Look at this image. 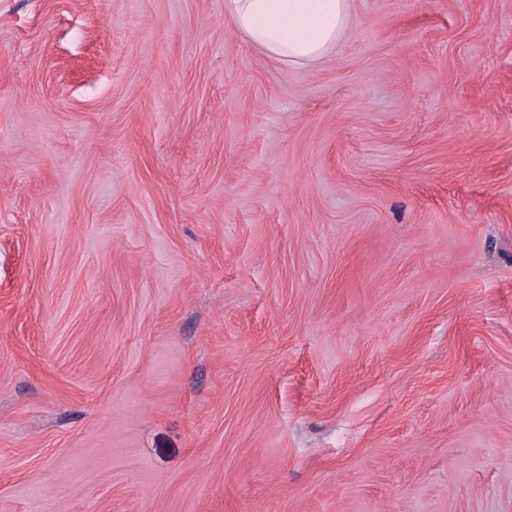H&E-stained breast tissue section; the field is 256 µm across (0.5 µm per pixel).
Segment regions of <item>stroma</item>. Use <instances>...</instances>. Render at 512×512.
Returning <instances> with one entry per match:
<instances>
[{"instance_id": "1", "label": "stroma", "mask_w": 512, "mask_h": 512, "mask_svg": "<svg viewBox=\"0 0 512 512\" xmlns=\"http://www.w3.org/2000/svg\"><path fill=\"white\" fill-rule=\"evenodd\" d=\"M0 512H512V0H0ZM355 0H224L234 29L285 67L322 62L352 28Z\"/></svg>"}]
</instances>
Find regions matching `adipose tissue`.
Here are the masks:
<instances>
[{
    "mask_svg": "<svg viewBox=\"0 0 512 512\" xmlns=\"http://www.w3.org/2000/svg\"><path fill=\"white\" fill-rule=\"evenodd\" d=\"M234 29L286 67L322 62L352 28L354 0H224Z\"/></svg>",
    "mask_w": 512,
    "mask_h": 512,
    "instance_id": "1",
    "label": "adipose tissue"
}]
</instances>
